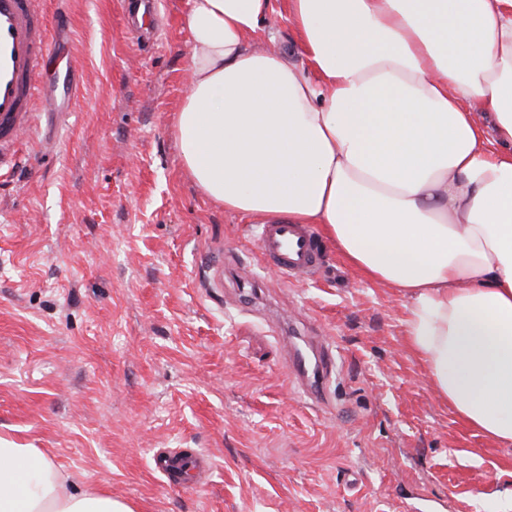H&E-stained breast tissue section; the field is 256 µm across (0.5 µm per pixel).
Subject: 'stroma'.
I'll return each mask as SVG.
<instances>
[{"instance_id": "stroma-1", "label": "stroma", "mask_w": 512, "mask_h": 512, "mask_svg": "<svg viewBox=\"0 0 512 512\" xmlns=\"http://www.w3.org/2000/svg\"><path fill=\"white\" fill-rule=\"evenodd\" d=\"M44 0L62 112L0 155V439L136 512H512V446L441 403L404 300L325 248L292 284L183 168L190 0ZM75 69L76 86L57 78ZM326 337L321 400L283 339ZM198 456L176 486L153 455Z\"/></svg>"}]
</instances>
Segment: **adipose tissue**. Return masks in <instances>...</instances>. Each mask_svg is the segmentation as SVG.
<instances>
[{
	"instance_id": "obj_1",
	"label": "adipose tissue",
	"mask_w": 512,
	"mask_h": 512,
	"mask_svg": "<svg viewBox=\"0 0 512 512\" xmlns=\"http://www.w3.org/2000/svg\"><path fill=\"white\" fill-rule=\"evenodd\" d=\"M303 61L255 46L273 16ZM174 134L226 211L313 224L406 300L439 400L512 445V0H191ZM0 441V512H134Z\"/></svg>"
}]
</instances>
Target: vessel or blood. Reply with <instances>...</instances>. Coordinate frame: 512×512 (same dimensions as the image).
<instances>
[{
    "label": "vessel or blood",
    "instance_id": "obj_1",
    "mask_svg": "<svg viewBox=\"0 0 512 512\" xmlns=\"http://www.w3.org/2000/svg\"><path fill=\"white\" fill-rule=\"evenodd\" d=\"M44 12V0H0V148L11 146L34 126L37 114L61 111L56 95L41 82V72L54 54ZM258 262L276 269L288 280H314L323 266V249L306 224L273 222L257 227ZM293 373L304 392L317 395L318 385L331 371L328 344L318 346L313 365L293 357ZM164 477L186 472V457L172 452L154 456Z\"/></svg>",
    "mask_w": 512,
    "mask_h": 512
}]
</instances>
